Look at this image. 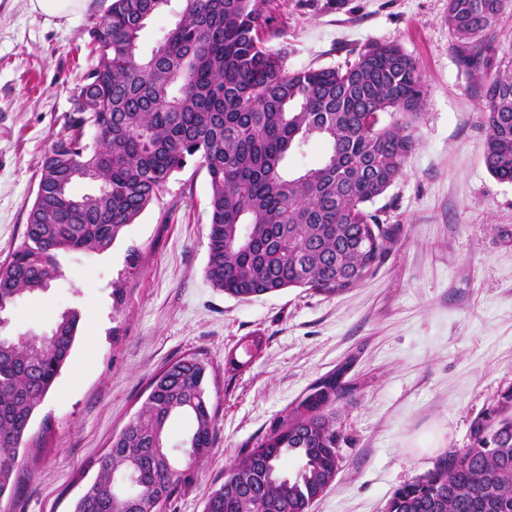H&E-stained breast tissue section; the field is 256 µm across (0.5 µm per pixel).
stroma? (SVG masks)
<instances>
[{"label": "stroma", "instance_id": "35a3bbf8", "mask_svg": "<svg viewBox=\"0 0 512 512\" xmlns=\"http://www.w3.org/2000/svg\"><path fill=\"white\" fill-rule=\"evenodd\" d=\"M109 5L88 0L78 16L49 20L28 0H0V262L23 240L42 159L94 65L87 32ZM266 38L290 71L345 66L371 42L415 60L426 89L418 144L375 203L399 226L398 243L339 296L229 297L204 276L210 185L188 161L109 250L61 254L51 288L19 299L0 328L42 332L60 311L80 315L70 358L31 424L42 445L26 450L0 512H74L94 460L152 378L186 356L209 364L215 440L164 512H203L271 421L348 356L355 388L336 405L341 468L310 512H384L397 487L466 447L474 419L512 388V183L484 165L492 71L464 62L448 0H274ZM252 336L261 351L225 372V352Z\"/></svg>", "mask_w": 512, "mask_h": 512}]
</instances>
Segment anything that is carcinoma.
I'll return each mask as SVG.
<instances>
[{
	"mask_svg": "<svg viewBox=\"0 0 512 512\" xmlns=\"http://www.w3.org/2000/svg\"><path fill=\"white\" fill-rule=\"evenodd\" d=\"M512 0H448L459 47L473 57ZM273 0H112L89 32L96 64L74 94V108L44 156L23 241L0 265V323L24 294L45 290L58 256L104 252L164 191L188 159L206 171L209 256L206 280L249 301L285 288L327 296L356 287L378 267L399 226L369 209L405 173L417 145L425 89L415 61L395 43H369L343 68L286 70L262 32ZM176 21L150 54L139 38L163 11ZM486 87L484 164L512 182V56ZM98 127L95 144L85 124ZM326 143L322 161L299 171L288 156ZM97 183L90 194L73 183ZM80 321L63 312L50 334L0 336V496L12 486L34 412L72 351ZM208 364L191 356L154 376L138 413L96 461L97 476L74 512H163L189 480L170 475L168 423L192 428L178 447L200 459L213 444ZM276 419L222 483L204 512H308L339 470L336 403L354 386L335 375ZM134 476L137 500L112 491ZM512 512V389L471 427L470 445L439 458L425 475L395 489L385 512Z\"/></svg>",
	"mask_w": 512,
	"mask_h": 512,
	"instance_id": "carcinoma-1",
	"label": "carcinoma"
}]
</instances>
